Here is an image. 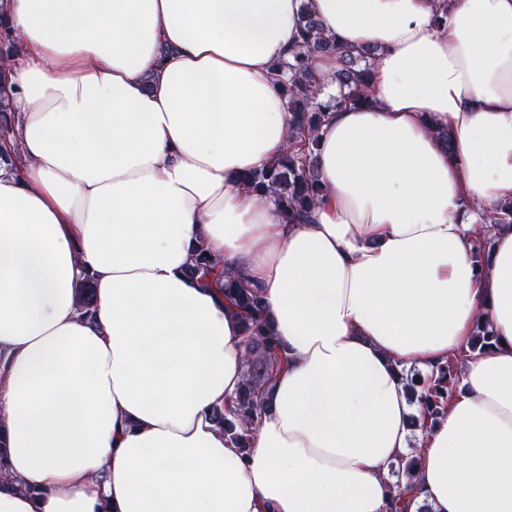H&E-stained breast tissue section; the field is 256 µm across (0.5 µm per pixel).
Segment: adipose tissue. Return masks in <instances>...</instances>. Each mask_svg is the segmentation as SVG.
<instances>
[{
	"instance_id": "ef3b65f1",
	"label": "adipose tissue",
	"mask_w": 512,
	"mask_h": 512,
	"mask_svg": "<svg viewBox=\"0 0 512 512\" xmlns=\"http://www.w3.org/2000/svg\"><path fill=\"white\" fill-rule=\"evenodd\" d=\"M306 13L378 57L286 224L242 176L288 147L274 69ZM0 29V512H387L412 445L408 512H512V0H0ZM200 242L284 361L246 452L212 420L243 333L186 274ZM481 319L494 348L411 443L402 368Z\"/></svg>"
}]
</instances>
